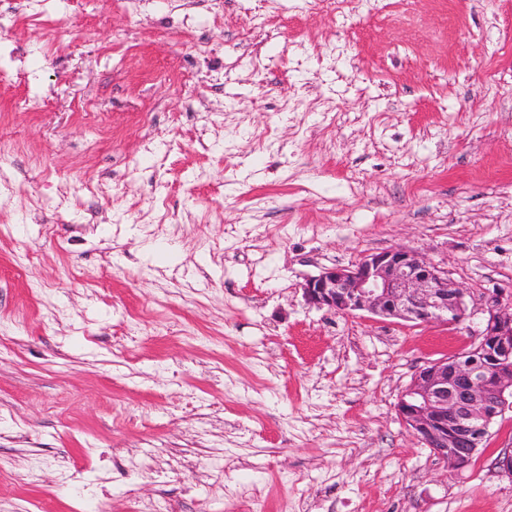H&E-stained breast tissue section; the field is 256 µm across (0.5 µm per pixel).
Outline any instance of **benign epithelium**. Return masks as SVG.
<instances>
[{
    "instance_id": "benign-epithelium-1",
    "label": "benign epithelium",
    "mask_w": 512,
    "mask_h": 512,
    "mask_svg": "<svg viewBox=\"0 0 512 512\" xmlns=\"http://www.w3.org/2000/svg\"><path fill=\"white\" fill-rule=\"evenodd\" d=\"M305 302L334 314L458 325L465 292L448 270L406 246L325 268L302 285ZM484 328L476 343L416 370L396 403L399 421L449 467L476 455L495 419L512 411V298L482 296Z\"/></svg>"
}]
</instances>
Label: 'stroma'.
I'll use <instances>...</instances> for the list:
<instances>
[{
  "label": "stroma",
  "mask_w": 512,
  "mask_h": 512,
  "mask_svg": "<svg viewBox=\"0 0 512 512\" xmlns=\"http://www.w3.org/2000/svg\"><path fill=\"white\" fill-rule=\"evenodd\" d=\"M0 0V512H512L414 372L512 289V0ZM399 245L457 326L307 305Z\"/></svg>",
  "instance_id": "1"
}]
</instances>
